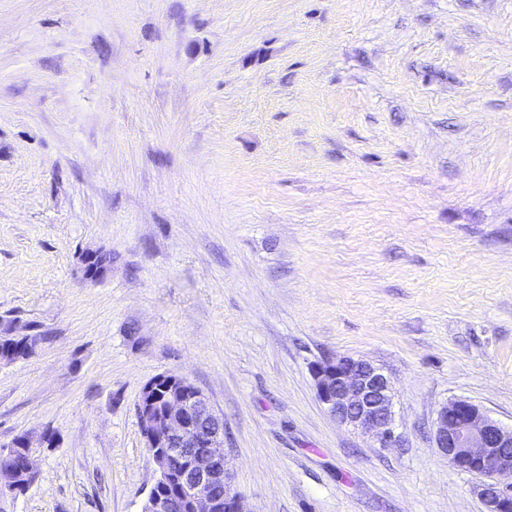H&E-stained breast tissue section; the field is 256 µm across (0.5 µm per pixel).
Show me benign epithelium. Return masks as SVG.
I'll return each instance as SVG.
<instances>
[{"instance_id": "obj_1", "label": "benign epithelium", "mask_w": 512, "mask_h": 512, "mask_svg": "<svg viewBox=\"0 0 512 512\" xmlns=\"http://www.w3.org/2000/svg\"><path fill=\"white\" fill-rule=\"evenodd\" d=\"M105 254L80 255L83 276ZM317 396L336 420L373 435L386 446L394 437L393 388L373 363L351 357L312 365ZM136 412L157 477L141 512H245L224 455V416L188 378L159 374L143 388ZM435 447L448 465L480 478L473 492L486 512H512V428L471 402L442 405L434 421Z\"/></svg>"}]
</instances>
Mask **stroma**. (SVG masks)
Here are the masks:
<instances>
[{"instance_id":"obj_1","label":"stroma","mask_w":512,"mask_h":512,"mask_svg":"<svg viewBox=\"0 0 512 512\" xmlns=\"http://www.w3.org/2000/svg\"><path fill=\"white\" fill-rule=\"evenodd\" d=\"M112 254L99 281L79 255ZM0 512H140L186 376L248 512H484L440 406L512 427V0H0ZM383 368L390 446L312 363ZM21 442L24 448H16L15 455L13 457H2L0 452V470L2 472H8L11 469L18 470L23 465L25 458L26 448H53L56 440L54 435L50 432H45L41 437L39 446L34 447L28 436L22 435Z\"/></svg>"}]
</instances>
